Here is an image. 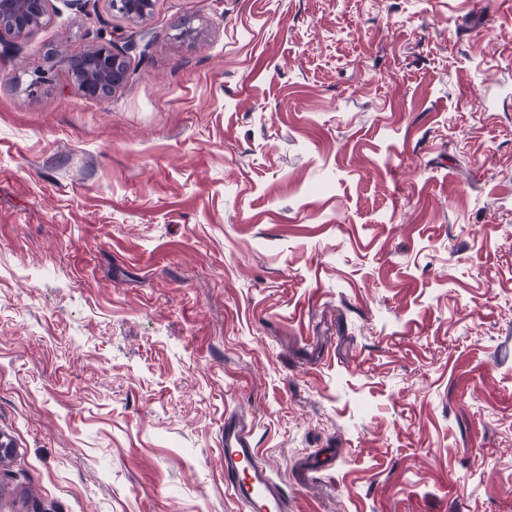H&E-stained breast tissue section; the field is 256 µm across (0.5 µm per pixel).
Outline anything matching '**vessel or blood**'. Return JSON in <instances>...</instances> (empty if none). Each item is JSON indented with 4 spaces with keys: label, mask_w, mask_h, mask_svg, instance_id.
<instances>
[{
    "label": "vessel or blood",
    "mask_w": 512,
    "mask_h": 512,
    "mask_svg": "<svg viewBox=\"0 0 512 512\" xmlns=\"http://www.w3.org/2000/svg\"><path fill=\"white\" fill-rule=\"evenodd\" d=\"M223 444L224 489L237 501L239 512H288V496L259 463L249 430L225 418Z\"/></svg>",
    "instance_id": "b4317fda"
}]
</instances>
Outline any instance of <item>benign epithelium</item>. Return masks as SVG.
Listing matches in <instances>:
<instances>
[{"label":"benign epithelium","mask_w":512,"mask_h":512,"mask_svg":"<svg viewBox=\"0 0 512 512\" xmlns=\"http://www.w3.org/2000/svg\"><path fill=\"white\" fill-rule=\"evenodd\" d=\"M50 0H0V36L21 37L42 24ZM111 11L138 24L154 11L155 0H107ZM72 84L84 95L103 99L120 88L128 77L125 51L101 31L83 52L68 59Z\"/></svg>","instance_id":"1"}]
</instances>
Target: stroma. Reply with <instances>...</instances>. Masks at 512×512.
I'll return each instance as SVG.
<instances>
[{
  "label": "stroma",
  "mask_w": 512,
  "mask_h": 512,
  "mask_svg": "<svg viewBox=\"0 0 512 512\" xmlns=\"http://www.w3.org/2000/svg\"><path fill=\"white\" fill-rule=\"evenodd\" d=\"M231 414L289 512H512V0L0 38V512H238ZM108 32H99L82 53L68 59L72 84L84 95L103 99L120 88L128 77L125 51L118 48Z\"/></svg>",
  "instance_id": "stroma-1"
}]
</instances>
